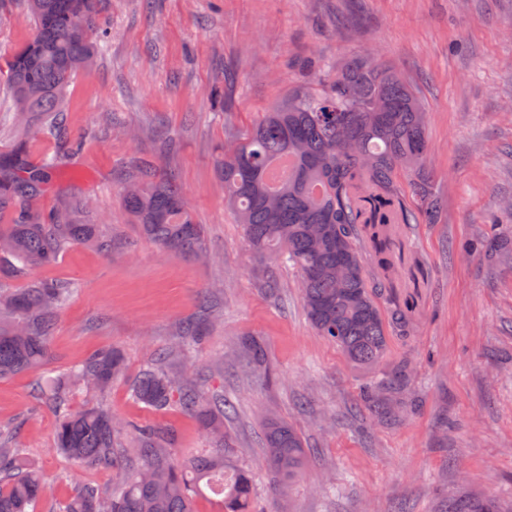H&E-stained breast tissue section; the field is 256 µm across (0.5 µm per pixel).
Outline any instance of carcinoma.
<instances>
[{
    "label": "carcinoma",
    "mask_w": 512,
    "mask_h": 512,
    "mask_svg": "<svg viewBox=\"0 0 512 512\" xmlns=\"http://www.w3.org/2000/svg\"><path fill=\"white\" fill-rule=\"evenodd\" d=\"M27 10L36 35L3 69L17 134L0 150V215H8L0 224V278L49 267L75 244L110 247L98 225L82 220L85 203L49 212L37 205L58 159H30L32 141L62 136L67 88L98 51L99 0H27ZM428 150L417 97L399 72L369 54L345 63L322 92L299 93L273 107L241 142L224 148V199L237 211L248 246L296 269L309 322L356 366L379 363L391 336L411 335L408 307L379 273L390 241L377 239L370 263L358 240L364 224L437 221L442 201L431 189ZM121 200L160 248L203 252L200 225L173 178L134 168ZM463 252L499 258L512 255V242L475 241ZM72 294L73 288L40 278L0 289V380L47 363L56 314ZM179 336L187 348L202 345L207 332L185 324ZM243 350L253 367L266 364L257 340H245ZM171 355L160 353L142 368L133 396L156 410L178 405L206 428L219 427L222 398L171 375ZM124 372L122 354L101 348L37 389L58 414L55 450L79 463L111 466L112 485L86 484L57 503L41 473L21 458L17 432L0 430V512H30L39 503L50 504L49 512H193L204 487L222 496V512H250L252 478L226 455L229 440L180 459L169 447L168 428L117 422L103 404L68 409L74 394L102 391ZM400 389V379L388 377L371 403L387 410ZM129 433L135 444L125 448ZM262 439L272 474L290 479L300 472L306 448L293 426L271 420Z\"/></svg>",
    "instance_id": "carcinoma-1"
}]
</instances>
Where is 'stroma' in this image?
I'll list each match as a JSON object with an SVG mask.
<instances>
[{
	"label": "stroma",
	"mask_w": 512,
	"mask_h": 512,
	"mask_svg": "<svg viewBox=\"0 0 512 512\" xmlns=\"http://www.w3.org/2000/svg\"><path fill=\"white\" fill-rule=\"evenodd\" d=\"M98 24L103 51L66 93V132L81 151L55 169L39 204L85 200L112 247L78 245L37 270L74 292L44 369L0 381V428L18 430L55 499L111 485L112 470L55 451L57 417L36 387L101 347L122 353L125 374L105 395L79 392L71 410L103 401L117 420L173 429L177 454L213 447L193 414L130 393L140 368L177 344L178 324L200 318L207 292V342L168 368L199 372L232 404L228 453L256 480L254 512H447L455 494L512 506V259L457 251L475 236L512 239V0H102ZM34 32L24 0H0V61ZM367 52L400 71L424 107L444 210L435 224L390 225L395 293L410 302L414 331L359 368L308 321L296 270L279 268V289L267 288V261L224 200L218 151ZM136 165L181 184L207 259L140 234L120 201ZM246 337L263 345L272 380L244 364ZM399 373L393 418L379 420L362 389ZM271 418L308 448L281 485L261 446Z\"/></svg>",
	"instance_id": "obj_1"
}]
</instances>
